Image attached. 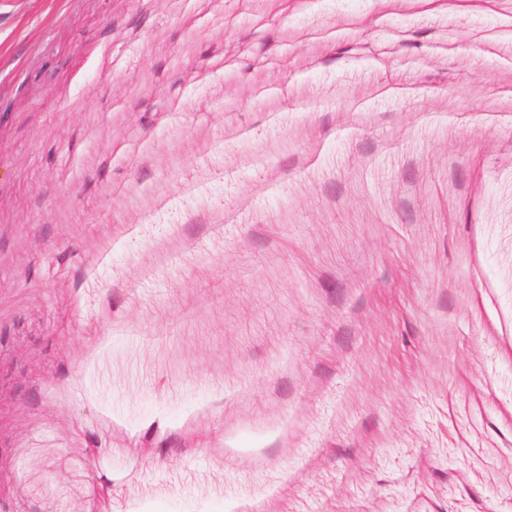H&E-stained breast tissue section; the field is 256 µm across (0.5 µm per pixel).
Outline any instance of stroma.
<instances>
[{"instance_id": "obj_1", "label": "stroma", "mask_w": 512, "mask_h": 512, "mask_svg": "<svg viewBox=\"0 0 512 512\" xmlns=\"http://www.w3.org/2000/svg\"><path fill=\"white\" fill-rule=\"evenodd\" d=\"M0 512H512V0H0Z\"/></svg>"}]
</instances>
